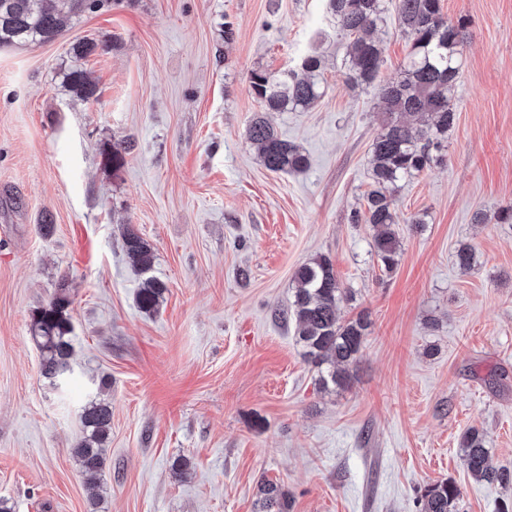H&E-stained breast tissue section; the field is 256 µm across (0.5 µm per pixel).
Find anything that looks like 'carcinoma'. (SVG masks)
<instances>
[{"instance_id": "obj_1", "label": "carcinoma", "mask_w": 512, "mask_h": 512, "mask_svg": "<svg viewBox=\"0 0 512 512\" xmlns=\"http://www.w3.org/2000/svg\"><path fill=\"white\" fill-rule=\"evenodd\" d=\"M112 0H0V46L47 42L62 31L66 21L86 12H97ZM386 0H328L336 30L351 38L348 44L349 79L357 85L373 83L383 59V41L375 36ZM402 30L408 42L399 78L380 88L386 118L371 145L370 183L364 209L351 215L354 224L372 225L376 234L372 248L382 269L391 273L398 264L399 231L397 189L424 169L443 161L441 150L456 120L449 92L459 74V56L467 24L444 18L441 0H398ZM321 59L307 55L295 69L281 73L254 70L250 88L267 112L308 110L324 95ZM65 85L82 100L96 97L97 86L89 73L76 65L64 73ZM257 145L263 166L274 173L298 172L308 167L300 148L282 138L265 118L254 117L247 130ZM129 146L112 143L105 163L114 169L124 163ZM480 223H512V207L491 215H477ZM122 250L126 262L144 279L136 293V305L146 314L156 313L167 290L164 281L149 275L155 248L128 224ZM460 272L476 265V252L468 244L456 250ZM297 283L290 311L297 325V341L307 361L317 368L318 384L327 391L351 386L370 323L359 315L342 321L338 312L353 300L342 287L330 257L318 255L295 271ZM71 300L61 287L32 316L31 338L40 353L42 375L52 382L65 379L72 368ZM85 434L70 448L82 474L94 480L105 468L103 443L108 438L112 407L105 401H90L81 415ZM460 457L467 474L477 482L509 487L512 474L494 467L483 433L466 429L460 438ZM459 487L443 480L428 486L418 500V512H456ZM293 501L282 485L263 479L258 486L255 512H292Z\"/></svg>"}]
</instances>
